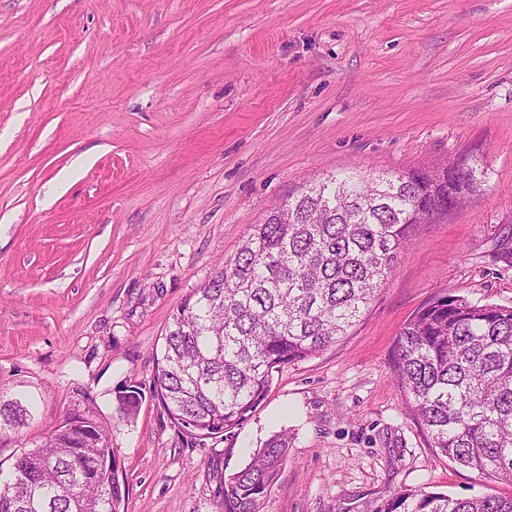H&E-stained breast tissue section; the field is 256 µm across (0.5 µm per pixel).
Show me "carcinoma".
<instances>
[{"instance_id": "1", "label": "carcinoma", "mask_w": 512, "mask_h": 512, "mask_svg": "<svg viewBox=\"0 0 512 512\" xmlns=\"http://www.w3.org/2000/svg\"><path fill=\"white\" fill-rule=\"evenodd\" d=\"M472 188L443 166L368 178L331 175L275 207L224 267L171 314L151 394L191 437L232 433L281 367L314 357L359 321L421 224L448 215V192ZM398 386L432 447L512 485V307L445 294L405 323L394 345ZM142 392H118L132 416ZM29 400L0 399V438L28 425ZM96 441L78 446L62 420L0 479V512H124L111 428L89 396L76 403ZM272 435L221 486L224 512H262L288 462ZM376 512H512V496L453 498L400 490Z\"/></svg>"}]
</instances>
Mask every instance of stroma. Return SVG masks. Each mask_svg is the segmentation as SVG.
<instances>
[{
  "mask_svg": "<svg viewBox=\"0 0 512 512\" xmlns=\"http://www.w3.org/2000/svg\"><path fill=\"white\" fill-rule=\"evenodd\" d=\"M460 157L487 185L415 230L346 336L234 433L171 422L149 391L170 315L270 208L332 172ZM446 292L512 306V0H0V397L35 401L0 465L87 394L125 512H220L281 430L263 512L510 496L432 448L394 378L403 324Z\"/></svg>",
  "mask_w": 512,
  "mask_h": 512,
  "instance_id": "stroma-1",
  "label": "stroma"
}]
</instances>
